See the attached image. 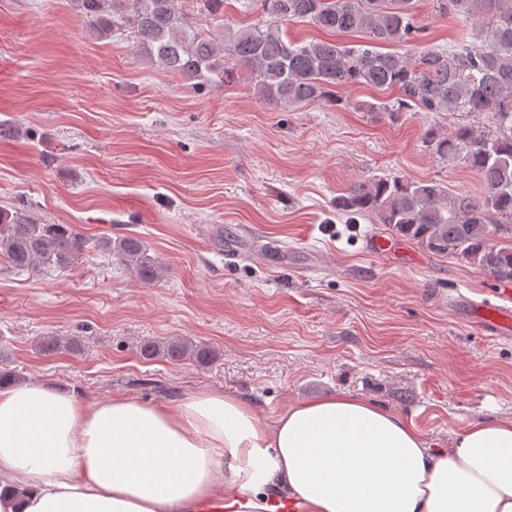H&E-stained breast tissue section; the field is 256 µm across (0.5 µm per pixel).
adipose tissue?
Masks as SVG:
<instances>
[{
  "mask_svg": "<svg viewBox=\"0 0 512 512\" xmlns=\"http://www.w3.org/2000/svg\"><path fill=\"white\" fill-rule=\"evenodd\" d=\"M272 488L307 512H512V419L435 448L345 393L265 416L229 393L89 406L46 382L0 386V512H199Z\"/></svg>",
  "mask_w": 512,
  "mask_h": 512,
  "instance_id": "obj_1",
  "label": "adipose tissue"
}]
</instances>
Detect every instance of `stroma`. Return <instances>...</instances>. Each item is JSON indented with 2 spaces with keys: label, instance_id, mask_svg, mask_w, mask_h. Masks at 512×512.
<instances>
[{
  "label": "stroma",
  "instance_id": "stroma-1",
  "mask_svg": "<svg viewBox=\"0 0 512 512\" xmlns=\"http://www.w3.org/2000/svg\"><path fill=\"white\" fill-rule=\"evenodd\" d=\"M224 0L219 15L178 0L213 38L256 24ZM415 45L471 40L437 0H415ZM342 106L283 108L248 78L196 86L100 37L75 0H0V206L84 237L141 239L165 266L139 281L87 251L70 270L16 272L0 259V367L75 391L92 404L124 395L162 403L230 393L271 416L332 393L369 399L449 447L471 422L512 419V337L478 329L494 301L478 267L402 240L377 217L349 223L336 197L351 182L401 176L478 194L464 165L422 142L433 126L490 129L485 113L366 111L389 91L347 85ZM45 336L79 352L42 355ZM179 338L215 349L212 363L145 360L140 343Z\"/></svg>",
  "mask_w": 512,
  "mask_h": 512
}]
</instances>
